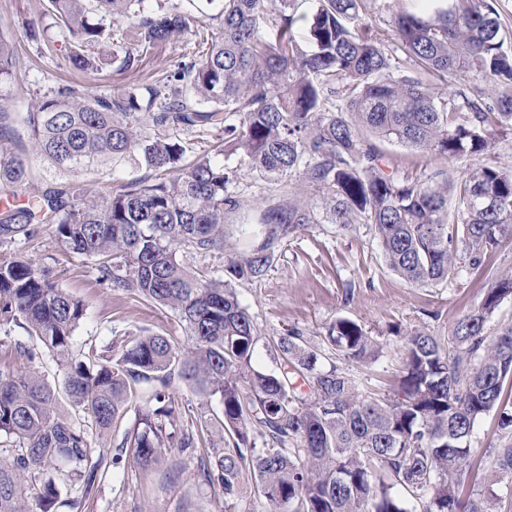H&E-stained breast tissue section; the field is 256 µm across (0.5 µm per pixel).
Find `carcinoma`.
<instances>
[{"label": "carcinoma", "mask_w": 512, "mask_h": 512, "mask_svg": "<svg viewBox=\"0 0 512 512\" xmlns=\"http://www.w3.org/2000/svg\"><path fill=\"white\" fill-rule=\"evenodd\" d=\"M203 2L207 9L194 13L182 0H48L47 15L73 40L67 67L112 62L136 73L188 31L201 54L140 89L87 98L65 86L28 112L37 154L58 173L137 156L154 175L108 194L72 183L0 208V326L39 338L41 350L21 346L19 357L56 361L79 413L57 415L55 389L36 373L0 368V439L11 447L8 461L0 459V512H29L25 475L60 464L68 480L91 487L102 457L89 428L110 430L136 397L138 418L113 467L124 454L143 467L160 464L172 443L202 448L194 420L176 438L168 431L185 417L171 391L176 376L220 396L229 440L200 472L232 512H252L241 494L247 470L263 512H496L512 502V487L463 494V462L490 412L512 434V328L487 329L512 296V270L495 275L481 306L448 338L419 329L403 336L396 397L365 392L340 366L324 365L322 350L298 331L274 343L275 370L258 368L259 330L234 283L265 276L275 250L314 224L370 225L387 267L421 287L512 241V170L485 163L459 180L423 183L387 172L381 150L388 141L450 160L491 151L494 130L512 123V45L497 0H437L428 19L400 10L388 35L369 21V0H316L306 48L295 34L299 0ZM116 16L137 22L136 44L127 45ZM401 61L408 67L397 74ZM473 68L493 90L433 91ZM17 79L13 48L0 36V112ZM198 126L223 131L224 144L185 167L189 144L175 133ZM226 151L255 178L288 183L287 199L263 209L259 230L240 231L241 254L200 271L187 257L226 251L224 219L242 209ZM27 175L0 127V193ZM306 191L319 200H291ZM40 226L67 253L95 261L112 290L170 310L192 347L180 352L172 336L141 331L112 359L92 349L75 357L86 305L14 249ZM327 339L347 362L379 352L377 339L348 318ZM496 464L512 475V444L496 449ZM60 497L54 478L41 482L40 512H52Z\"/></svg>", "instance_id": "cac0c4a2"}]
</instances>
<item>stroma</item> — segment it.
<instances>
[{
    "instance_id": "stroma-1",
    "label": "stroma",
    "mask_w": 512,
    "mask_h": 512,
    "mask_svg": "<svg viewBox=\"0 0 512 512\" xmlns=\"http://www.w3.org/2000/svg\"><path fill=\"white\" fill-rule=\"evenodd\" d=\"M47 0H0V34L13 45L18 79L10 91L9 103L0 114V125L8 128L17 154L31 161V176L11 196L12 205L28 201L62 182H87L102 193L118 190L121 184L148 176L138 158L129 157L118 168L101 165L94 170L59 175L37 161L25 116L37 99L69 85L87 95L121 92L132 86L130 73L108 65L99 70L75 71L62 66L66 42L45 14ZM38 23L44 35L31 40L30 23ZM197 51L191 34L181 35L159 49L141 72L144 80L156 79L180 60ZM386 163L399 178L435 181L448 173L459 177L469 160L449 161L427 156L399 144H384ZM229 166L238 168L236 192L251 206L263 207L279 201L283 186L252 177L241 166L238 156L227 157ZM20 253L49 266L58 286L82 299L87 318L76 331V348H96L111 355L113 341L146 329L174 336L180 349L189 342L171 311L153 306L129 292H115L101 284L91 260L66 254L48 229H40L34 239L20 245ZM512 269V244L488 256L482 269L463 267L460 278L431 287L416 288L387 268L369 225L351 230L334 224H317L304 234L284 242L267 275L259 281L237 283L239 299L260 331L254 353L256 365L266 371L275 367L274 340L286 331L296 330L321 344L327 358L336 352L325 345L329 327L341 318L360 323L380 346L379 356L366 363H348L344 369L363 388L381 394L393 393L402 369V348L393 328L402 331L424 329L436 336L447 335L464 314L484 300L493 274ZM172 390L187 414L207 422L205 445L220 448L224 431L219 397L198 395L182 381ZM136 404L111 432L94 435L96 447L107 453L92 488L73 483L62 494L57 512H71L70 500H80L84 512H225L224 495L219 488L203 485L199 459L172 452L166 464L141 467L131 457L113 466L121 435L136 421ZM512 439L498 426L496 413L485 415L471 439L472 453L465 462L472 489L483 490L498 480L494 451Z\"/></svg>"
}]
</instances>
